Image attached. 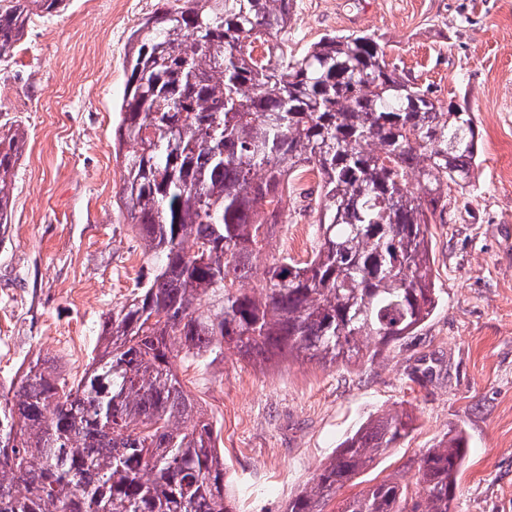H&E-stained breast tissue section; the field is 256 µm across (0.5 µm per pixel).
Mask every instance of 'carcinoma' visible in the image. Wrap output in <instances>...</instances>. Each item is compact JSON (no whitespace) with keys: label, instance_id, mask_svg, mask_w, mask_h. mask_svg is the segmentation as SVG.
Wrapping results in <instances>:
<instances>
[{"label":"carcinoma","instance_id":"cac0c4a2","mask_svg":"<svg viewBox=\"0 0 512 512\" xmlns=\"http://www.w3.org/2000/svg\"><path fill=\"white\" fill-rule=\"evenodd\" d=\"M63 2L12 0L0 59ZM290 5L178 0L132 35L115 150L153 273L103 321L78 381L44 357L0 394V512H235L213 423L173 359L371 362L436 309L428 225L445 223L450 185L471 181L474 116L406 78L372 33L287 55L267 38ZM23 145L0 132L1 225ZM304 173L318 178L317 247L273 260L251 288L288 179ZM412 428L405 411L369 416L285 512H324ZM467 448L458 430L426 449L416 499L383 481L337 512H451Z\"/></svg>","mask_w":512,"mask_h":512}]
</instances>
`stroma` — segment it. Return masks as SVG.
Returning <instances> with one entry per match:
<instances>
[{
  "label": "stroma",
  "mask_w": 512,
  "mask_h": 512,
  "mask_svg": "<svg viewBox=\"0 0 512 512\" xmlns=\"http://www.w3.org/2000/svg\"><path fill=\"white\" fill-rule=\"evenodd\" d=\"M173 0H67L32 17L0 60V129L24 137L0 232V384L50 356L83 375L105 315L146 280L150 264L119 196L123 168L112 131L129 77L132 34ZM365 31L404 73L440 100L473 112L481 133L471 183L448 195L447 221L430 225L433 316L374 363L257 367L233 352L176 359L185 389L213 421L238 512H285L338 444L370 414L404 410L414 430L345 486L383 480L419 496L422 453L463 430L469 453L452 512H512V0H292L287 51L325 35ZM292 180L252 287L273 258L316 244Z\"/></svg>",
  "instance_id": "stroma-1"
}]
</instances>
